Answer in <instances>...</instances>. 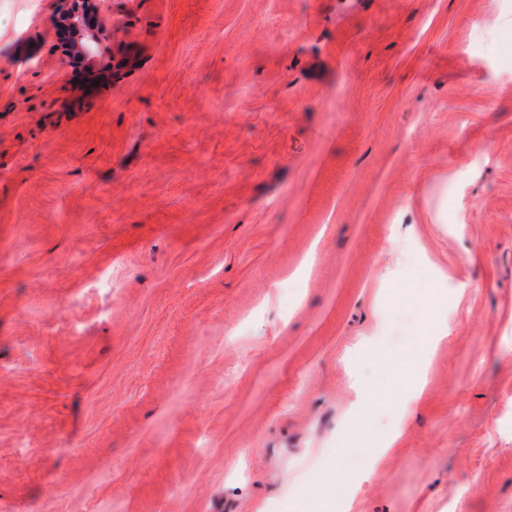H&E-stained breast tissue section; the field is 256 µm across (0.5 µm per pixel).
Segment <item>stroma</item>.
<instances>
[{"label": "stroma", "mask_w": 512, "mask_h": 512, "mask_svg": "<svg viewBox=\"0 0 512 512\" xmlns=\"http://www.w3.org/2000/svg\"><path fill=\"white\" fill-rule=\"evenodd\" d=\"M59 8L0 0V512L351 450L350 512H512V0H107L96 86Z\"/></svg>", "instance_id": "35a3bbf8"}]
</instances>
